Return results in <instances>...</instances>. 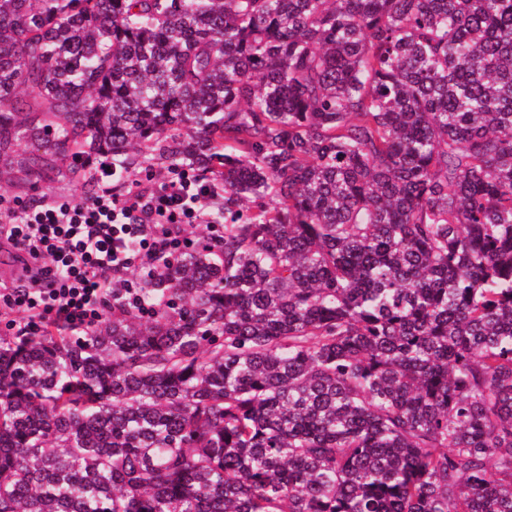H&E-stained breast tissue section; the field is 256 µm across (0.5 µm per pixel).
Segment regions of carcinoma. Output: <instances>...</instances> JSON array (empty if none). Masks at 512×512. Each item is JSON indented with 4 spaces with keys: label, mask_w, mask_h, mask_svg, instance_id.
I'll return each mask as SVG.
<instances>
[{
    "label": "carcinoma",
    "mask_w": 512,
    "mask_h": 512,
    "mask_svg": "<svg viewBox=\"0 0 512 512\" xmlns=\"http://www.w3.org/2000/svg\"><path fill=\"white\" fill-rule=\"evenodd\" d=\"M102 158L224 235L0 336V512H512V0H0V167Z\"/></svg>",
    "instance_id": "obj_1"
}]
</instances>
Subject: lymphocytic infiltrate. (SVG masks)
<instances>
[{"mask_svg": "<svg viewBox=\"0 0 512 512\" xmlns=\"http://www.w3.org/2000/svg\"><path fill=\"white\" fill-rule=\"evenodd\" d=\"M218 196L209 181L182 174L162 188L136 183L120 198L108 187L85 201L49 196L20 221L0 197V242L33 261L19 280H0V302L31 336L50 313L73 329L87 328L112 293L136 302L131 273L168 271L186 226L210 223Z\"/></svg>", "mask_w": 512, "mask_h": 512, "instance_id": "obj_1", "label": "lymphocytic infiltrate"}]
</instances>
